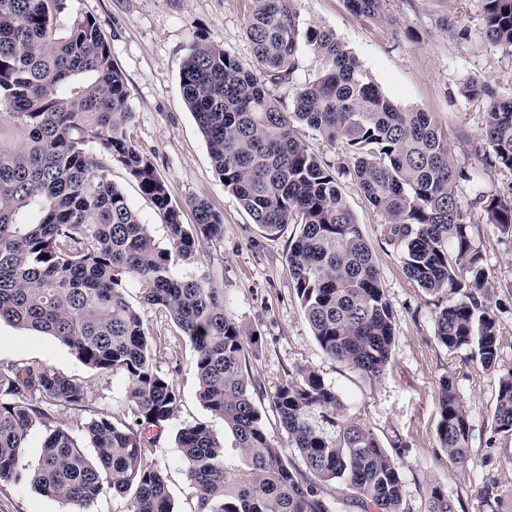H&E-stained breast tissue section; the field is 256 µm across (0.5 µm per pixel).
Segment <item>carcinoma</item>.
I'll list each match as a JSON object with an SVG mask.
<instances>
[{"mask_svg": "<svg viewBox=\"0 0 512 512\" xmlns=\"http://www.w3.org/2000/svg\"><path fill=\"white\" fill-rule=\"evenodd\" d=\"M383 2L347 0L376 21L386 20ZM482 2L481 39L512 52V0ZM66 8L67 0H0V321L58 339L90 368L122 373L134 420L94 414L84 426L89 456L52 416L54 406L86 409L83 384L47 366L0 368V483L28 479L79 512L108 493L129 495L125 512H174L166 478L147 456L156 443L150 430L173 419L179 391L153 365L142 313L126 297L134 284L141 304L164 310L189 340L199 399L224 420L239 451L240 465L231 468L207 424L179 430L194 512H331L323 487L333 482L356 494L360 512H404L395 454L314 370L299 369L272 397L288 447L307 471L270 440L246 331L208 278L171 272L176 257L198 259L201 239L223 238L224 218L201 200L193 203L194 228L182 223L154 163L128 136L125 78L97 20L66 25ZM246 34L250 63L202 39L192 45L180 72L183 99L214 170L227 179L225 191L254 223L267 234L299 226L286 263L323 352L378 378L391 359L395 316L336 170L309 152L303 127L346 145L349 174L384 215L385 239L402 251L407 278L455 296L435 314L437 342L469 352L483 370L499 367L504 337L496 310L503 303L488 291L474 225L456 194L457 181L469 175L450 161L428 113L390 101L331 30L300 29L290 0H252ZM301 42L322 68L287 110L268 85L288 81ZM463 90L491 99L485 161L512 170V98H493L476 78ZM114 161L163 213L168 246L156 244L112 182ZM482 208L488 223L512 236V197L485 195ZM438 402L439 445L461 462L468 409L449 376ZM36 426L48 435L30 471L23 448ZM492 427L512 435V369L498 378ZM428 512L454 510L433 488Z\"/></svg>", "mask_w": 512, "mask_h": 512, "instance_id": "1", "label": "carcinoma"}]
</instances>
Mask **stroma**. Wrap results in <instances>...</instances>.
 I'll use <instances>...</instances> for the list:
<instances>
[{"label": "stroma", "mask_w": 512, "mask_h": 512, "mask_svg": "<svg viewBox=\"0 0 512 512\" xmlns=\"http://www.w3.org/2000/svg\"><path fill=\"white\" fill-rule=\"evenodd\" d=\"M250 6V0L68 3L67 17L91 15L98 21L112 60L125 77L134 114L130 139L153 161L173 204L181 209L183 223L194 224L191 203L197 199L208 201L224 217L223 239L203 242L198 261H176L174 275L209 274L224 291L227 313L256 335L249 363L261 384L258 402L268 404L288 376L308 367L336 389L350 414L372 429L384 446H396L405 512H428L435 487L450 499L454 512H512V436L492 430L498 374L512 369V237L488 224L481 208L484 194L512 196V170L486 166L489 148L482 132L489 102L467 97L462 90L468 78L476 77L488 83L496 98H512V54L479 39L482 0H455L449 10L441 0H386L391 17L387 23L355 14L347 0H290L300 26L332 30L391 101L429 113L448 142L454 165L469 174L458 183L457 196L474 226L489 283L507 299L498 320L509 344L501 352L498 372L474 367L462 354L448 353L435 339L434 317L449 303V296L428 293L407 279L401 250L386 243L381 233L383 215L344 172L351 164L344 144L302 129L308 149L338 169V180L372 247L394 311L393 356L381 379L371 381L327 357L311 332L285 263L296 225H285L270 236L254 224L216 177L206 142L183 100L180 71L193 41L205 39L251 61L252 48L245 35ZM443 13L453 33L437 31L436 20ZM463 29L468 32L464 38L459 35ZM321 67L313 50L301 46L288 82L271 87V95L291 104L296 90L313 80ZM112 181L148 224L156 243L166 245L162 215L120 163L112 165ZM143 316L153 364L169 374L180 390L176 414L159 430L148 459L167 478L174 512H194L195 490L185 475L178 431L205 422L223 441L228 463L237 464L238 452L223 420L211 415L198 399L189 341L164 312L147 308ZM22 362L51 367L88 387L87 409L60 407L55 412L56 421L70 428L78 442H85L84 426L92 414L131 421L123 374L89 368L56 338L1 322L0 366ZM447 376L454 377L469 410V447L462 463L451 461L437 438L438 391ZM0 512H71V508L22 481L0 485Z\"/></svg>", "instance_id": "35a3bbf8"}]
</instances>
